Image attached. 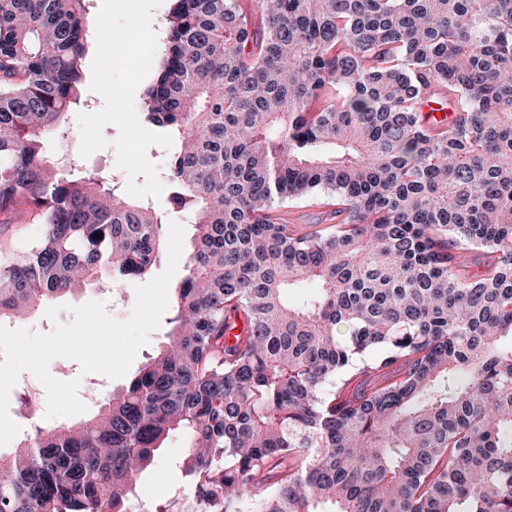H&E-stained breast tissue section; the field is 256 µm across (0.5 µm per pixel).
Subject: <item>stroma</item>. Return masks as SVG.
Instances as JSON below:
<instances>
[{"mask_svg":"<svg viewBox=\"0 0 512 512\" xmlns=\"http://www.w3.org/2000/svg\"><path fill=\"white\" fill-rule=\"evenodd\" d=\"M169 7L170 0H136L131 10L118 7L116 0H87V23L91 26L107 24L120 35L134 28L156 35L164 28ZM99 55L112 58V66L107 71L96 69L95 58ZM156 66V55L140 48L117 60L113 59L111 48L104 46L97 53L87 54L83 96L90 109L70 114L69 139L50 142L48 152L53 156L79 154L85 170L118 182L127 197L147 201L161 210L166 202V158L174 143L155 126L133 125L125 119L126 112L141 111L143 91ZM90 301L104 303L111 316L124 320L133 310L136 294L131 288L119 295L105 294L91 287L77 295L60 298L61 310L57 318L47 317L41 309L21 321L20 326L34 333H52L57 324L74 321V307ZM186 446L185 437L179 433L165 441L137 487L144 507H153L161 495L180 489L182 478L175 463L184 455Z\"/></svg>","mask_w":512,"mask_h":512,"instance_id":"1","label":"stroma"}]
</instances>
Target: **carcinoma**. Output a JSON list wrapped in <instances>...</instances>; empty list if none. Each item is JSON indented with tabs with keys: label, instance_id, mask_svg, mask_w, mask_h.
Here are the masks:
<instances>
[{
	"label": "carcinoma",
	"instance_id": "cac0c4a2",
	"mask_svg": "<svg viewBox=\"0 0 512 512\" xmlns=\"http://www.w3.org/2000/svg\"><path fill=\"white\" fill-rule=\"evenodd\" d=\"M85 13L0 0V224L42 226L21 255L0 234V321L161 252L163 214L46 154ZM142 114L196 230L169 342L0 453V512H134L177 431L185 484L153 512H512V0H173ZM301 198L328 223L286 216ZM42 401H43V414L39 418L37 424L45 429H50L58 426L71 425L77 423L87 417V415L92 411L93 404L91 406L87 405V410L84 413L70 416V417H55V418H46L47 413V394L44 386L42 385Z\"/></svg>",
	"mask_w": 512,
	"mask_h": 512
}]
</instances>
